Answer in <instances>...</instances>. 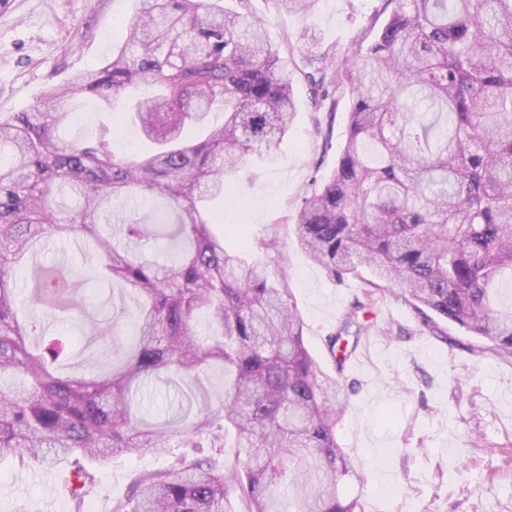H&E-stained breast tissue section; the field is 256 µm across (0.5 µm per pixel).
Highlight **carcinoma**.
Here are the masks:
<instances>
[{
	"mask_svg": "<svg viewBox=\"0 0 512 512\" xmlns=\"http://www.w3.org/2000/svg\"><path fill=\"white\" fill-rule=\"evenodd\" d=\"M123 45L108 62L81 71L30 112L0 115V460L55 467L70 462L90 493L85 463L126 452L158 454L181 435L185 452L138 476L111 512H357L340 494L355 476L336 438L345 401L340 382L307 349L285 271L272 275L224 244L210 226L224 217L205 207L223 196L253 152L267 153L296 113L302 76L316 110L336 112L349 97L347 138L336 169L313 180L280 225L331 276L366 266V301L356 302L327 348L342 373L356 349L360 313L397 286L426 327L437 315L484 341L481 352L512 359V306L497 296L512 283V0H383L390 11L348 49L284 53L243 3L144 0ZM290 13L316 0H275ZM160 91L134 98L131 90ZM75 95L120 109L155 144L145 158H119L107 134L61 138ZM224 123L199 142L190 126L213 111ZM70 191L67 219L53 194ZM163 208L153 225L128 219L112 230V208ZM163 236L179 245L172 264L144 250ZM51 236L80 238L97 250L104 280L142 298L139 330L112 370L60 373L71 342L38 335L19 318L11 285L26 255ZM30 301L46 313L80 306L72 269L41 265ZM205 318L208 334L194 326ZM224 373L218 400L199 385L198 410L180 433L143 417V396L165 374L200 379ZM241 449L229 467L206 448Z\"/></svg>",
	"mask_w": 512,
	"mask_h": 512,
	"instance_id": "obj_1",
	"label": "carcinoma"
}]
</instances>
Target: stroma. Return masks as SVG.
I'll return each instance as SVG.
<instances>
[{"mask_svg":"<svg viewBox=\"0 0 512 512\" xmlns=\"http://www.w3.org/2000/svg\"><path fill=\"white\" fill-rule=\"evenodd\" d=\"M381 5L382 0H316L310 13L299 16L279 9L275 0H249L274 45L283 49L308 35L318 52L350 46ZM141 7V0H0V115L33 110L50 88L105 62ZM293 89L298 112L288 135L271 156L252 157L215 207L224 213L229 246L245 245L248 258L270 271L287 268L305 343L326 374L341 377L348 405L336 437L357 472L341 482V494L357 500L361 512H512V361L480 354V338L453 323L443 321L438 332L429 331L407 303L389 296L375 310L378 326L390 327L391 336H362L351 364L336 371L326 339L345 311L363 299L369 270L340 281L330 277L286 228L278 251L265 249L270 224L295 210L312 177L332 173L346 138L348 102L335 113H317L309 85L300 79ZM107 127L117 154L149 150L136 128L120 124L117 114L90 97H74L59 132L70 141H89ZM35 260L80 270L86 317L33 310L25 267L12 274L23 314L48 334L70 338L71 366L91 359L99 372L110 370L113 335L130 336L137 329L138 297L98 278L99 258L82 240L52 239ZM89 317L97 319L98 335H90ZM195 390L188 378L158 381L150 421L181 429L168 416ZM169 459L166 452L121 454L92 465L94 489L80 506L69 491V466L46 469L7 460L0 463V512H110L134 478L166 467Z\"/></svg>","mask_w":512,"mask_h":512,"instance_id":"obj_1","label":"stroma"}]
</instances>
